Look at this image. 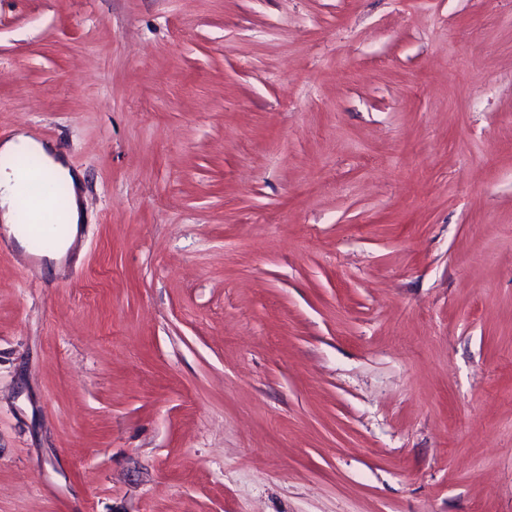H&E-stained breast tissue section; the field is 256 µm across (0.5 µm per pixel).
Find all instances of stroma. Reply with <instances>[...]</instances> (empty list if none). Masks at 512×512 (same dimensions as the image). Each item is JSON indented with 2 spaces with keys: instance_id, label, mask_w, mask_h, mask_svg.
I'll list each match as a JSON object with an SVG mask.
<instances>
[{
  "instance_id": "stroma-1",
  "label": "stroma",
  "mask_w": 512,
  "mask_h": 512,
  "mask_svg": "<svg viewBox=\"0 0 512 512\" xmlns=\"http://www.w3.org/2000/svg\"><path fill=\"white\" fill-rule=\"evenodd\" d=\"M0 512H512V0H0ZM0 155L13 157L21 155L35 156L41 166V170L54 181H64L69 188L65 202L63 215L66 230L58 239L53 250L45 251L43 256L50 260H61L76 240L79 232V224H82V202L80 197V185L82 175L74 172L65 163L62 156L51 151L48 146L34 140L24 132H18L9 139L0 141ZM20 191L27 201V208L34 217L36 224H28L24 229L30 238H41L42 224L45 222L41 216V202L49 195V185L41 173L34 170L24 171L20 176ZM17 177L14 168L1 167L0 169V221L5 225L4 232L8 237L13 236L17 244L27 250L28 242L26 237L19 234L17 225L18 211L21 208L20 195Z\"/></svg>"
}]
</instances>
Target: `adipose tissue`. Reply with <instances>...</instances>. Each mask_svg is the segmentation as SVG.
<instances>
[{"label": "adipose tissue", "instance_id": "obj_1", "mask_svg": "<svg viewBox=\"0 0 512 512\" xmlns=\"http://www.w3.org/2000/svg\"><path fill=\"white\" fill-rule=\"evenodd\" d=\"M0 155L13 157L21 155L35 156L41 169L51 179L65 182L69 193L65 202L63 221L66 225L64 234L58 239L53 250L47 251L48 259L61 260L76 240L82 222L83 209L80 197L81 173L72 171L62 156L51 151L48 146L34 140L26 133L20 132L9 139L0 141ZM21 208V195L17 177L13 169H0V228L7 235L13 236L20 247H27L25 236L16 229L17 216Z\"/></svg>", "mask_w": 512, "mask_h": 512}]
</instances>
